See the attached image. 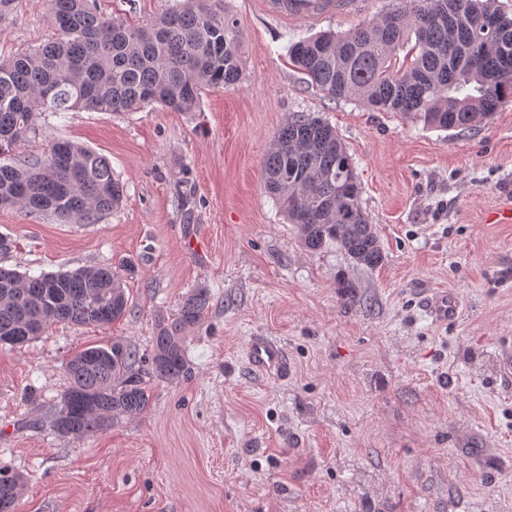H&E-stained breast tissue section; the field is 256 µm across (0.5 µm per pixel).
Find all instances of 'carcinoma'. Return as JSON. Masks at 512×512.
Here are the masks:
<instances>
[{
    "label": "carcinoma",
    "instance_id": "cac0c4a2",
    "mask_svg": "<svg viewBox=\"0 0 512 512\" xmlns=\"http://www.w3.org/2000/svg\"><path fill=\"white\" fill-rule=\"evenodd\" d=\"M49 10L56 38L0 62V206L95 224L120 205L124 184L106 157L70 140L42 157L18 155L37 114H121L152 104L194 112L205 89L239 82L243 29L223 0H187L137 24L102 15L94 0H49ZM288 53L331 97L433 129L476 131L512 100V16L496 0H394L380 17L348 33L299 40ZM262 176L306 248L334 243L357 265L383 263L359 203L354 161L328 123L289 117ZM208 301L207 289L194 288L174 318L158 319L148 371L136 367V352L121 339L75 354L66 365L70 383L57 429L94 435L145 412L144 375L176 383L187 373L184 333L204 319ZM127 307L123 279L110 266L38 276L0 268V343L23 345L56 323L105 328ZM23 488L21 474L0 468V512H16Z\"/></svg>",
    "mask_w": 512,
    "mask_h": 512
}]
</instances>
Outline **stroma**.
Returning a JSON list of instances; mask_svg holds the SVG:
<instances>
[{
  "label": "stroma",
  "mask_w": 512,
  "mask_h": 512,
  "mask_svg": "<svg viewBox=\"0 0 512 512\" xmlns=\"http://www.w3.org/2000/svg\"><path fill=\"white\" fill-rule=\"evenodd\" d=\"M181 0H98L131 23ZM273 0H227L244 33L232 88L198 111L42 113L25 155L66 138L103 155L126 186L94 224L0 207L13 246L0 266L39 275L127 272L125 316L58 323L0 348V466L25 477L18 512H512V381L495 367L512 339V102L475 134L337 100L294 67L288 46L345 33L389 7L284 18ZM48 0H0V60L53 38ZM295 113L335 128L361 183L384 261L305 249L266 192L262 162ZM351 286L338 288L339 278ZM208 288L186 332L188 373L151 380L149 409L93 436L53 423L75 352L123 338L150 354L159 317ZM456 295V320L429 311ZM286 374L252 371L254 337Z\"/></svg>",
  "instance_id": "35a3bbf8"
}]
</instances>
